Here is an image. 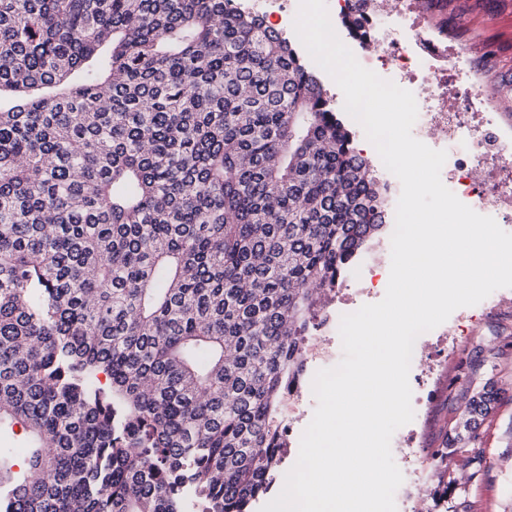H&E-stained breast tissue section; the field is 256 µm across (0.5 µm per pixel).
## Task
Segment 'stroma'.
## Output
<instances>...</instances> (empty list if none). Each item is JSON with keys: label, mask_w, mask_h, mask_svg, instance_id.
<instances>
[{"label": "stroma", "mask_w": 512, "mask_h": 512, "mask_svg": "<svg viewBox=\"0 0 512 512\" xmlns=\"http://www.w3.org/2000/svg\"><path fill=\"white\" fill-rule=\"evenodd\" d=\"M393 225H385L364 251L354 271L342 284L337 300L327 308V320L316 332L318 350L309 352L307 371L297 393L286 399L283 416L291 433L290 452L280 470L288 472L296 463L300 439L310 423L317 402L312 381L318 370L337 365L342 358L341 339L336 333V312L342 302L352 309L380 301L387 283L382 275L390 269L391 257L384 251L391 240ZM460 323L450 337L455 355L444 368H436L437 339L424 335L422 357L411 360L410 385H418L425 375H433L435 398L422 423L420 445L430 451L427 465L441 464L453 486L443 496L429 476H416L407 485L415 502L434 512H512V304L494 309L482 305L462 307L452 314ZM494 381L502 391L496 410L484 421L472 447L446 448L447 432L458 422L470 396L486 381Z\"/></svg>", "instance_id": "stroma-1"}]
</instances>
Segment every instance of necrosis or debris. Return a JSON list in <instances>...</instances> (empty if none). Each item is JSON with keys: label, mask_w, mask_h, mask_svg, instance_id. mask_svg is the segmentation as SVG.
I'll return each mask as SVG.
<instances>
[{"label": "necrosis or debris", "mask_w": 512, "mask_h": 512, "mask_svg": "<svg viewBox=\"0 0 512 512\" xmlns=\"http://www.w3.org/2000/svg\"><path fill=\"white\" fill-rule=\"evenodd\" d=\"M328 11L335 24L356 18L348 34L363 67L413 93V136L424 142L443 131L444 185L477 213L512 212V129L496 118L465 49L427 24L422 0H330Z\"/></svg>", "instance_id": "1"}]
</instances>
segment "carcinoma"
<instances>
[{"instance_id":"cac0c4a2","label":"carcinoma","mask_w":512,"mask_h":512,"mask_svg":"<svg viewBox=\"0 0 512 512\" xmlns=\"http://www.w3.org/2000/svg\"><path fill=\"white\" fill-rule=\"evenodd\" d=\"M458 36L459 0H427ZM466 41L501 70L480 28ZM0 512H251L389 189L232 0H0ZM105 375L101 381L99 375ZM488 382L446 447L497 407Z\"/></svg>"}]
</instances>
